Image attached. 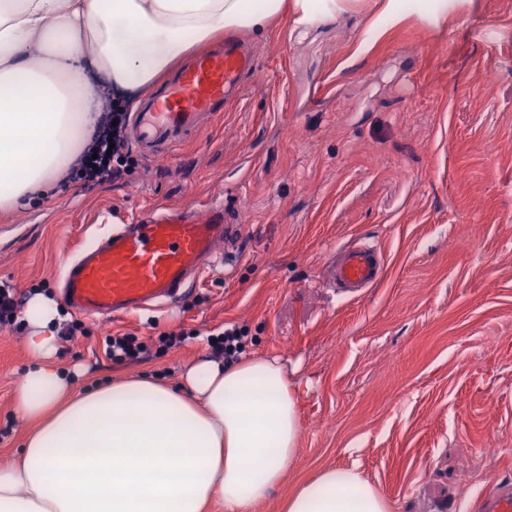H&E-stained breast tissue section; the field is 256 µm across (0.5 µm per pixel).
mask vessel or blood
<instances>
[{
	"label": "vessel or blood",
	"mask_w": 512,
	"mask_h": 512,
	"mask_svg": "<svg viewBox=\"0 0 512 512\" xmlns=\"http://www.w3.org/2000/svg\"><path fill=\"white\" fill-rule=\"evenodd\" d=\"M253 68V53L233 38L188 59L130 112L134 148L151 158L168 156L239 95L243 75ZM239 238L233 212L220 204L202 214L164 210L146 223L124 221L78 251L63 273V295L78 312L103 320L168 305L224 260ZM386 267L384 250L360 241L338 251L331 278L358 297L383 281ZM482 509L512 512V487L491 490Z\"/></svg>",
	"instance_id": "b4317fda"
}]
</instances>
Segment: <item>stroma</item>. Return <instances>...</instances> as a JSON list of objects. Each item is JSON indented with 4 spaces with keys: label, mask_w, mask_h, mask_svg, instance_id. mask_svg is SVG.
Returning a JSON list of instances; mask_svg holds the SVG:
<instances>
[{
    "label": "stroma",
    "mask_w": 512,
    "mask_h": 512,
    "mask_svg": "<svg viewBox=\"0 0 512 512\" xmlns=\"http://www.w3.org/2000/svg\"><path fill=\"white\" fill-rule=\"evenodd\" d=\"M378 9L362 0L305 31L284 18L241 34L255 71L174 156L0 211V285L22 305L62 302L64 265L121 219L220 200L238 211L232 254L176 306L83 316L55 362L82 384L176 386L208 335L242 327L246 354L308 386L298 456L256 512H280L289 486L327 466L356 468L393 512H473L488 485L512 483V0H450L447 22L412 14L364 45ZM360 238L387 272L352 298L330 286V265ZM180 330V346L141 362L102 352L109 332ZM28 332L0 328L1 455L26 432L13 396Z\"/></svg>",
    "instance_id": "35a3bbf8"
}]
</instances>
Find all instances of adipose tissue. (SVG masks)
<instances>
[{"mask_svg": "<svg viewBox=\"0 0 512 512\" xmlns=\"http://www.w3.org/2000/svg\"><path fill=\"white\" fill-rule=\"evenodd\" d=\"M356 0H0V210L51 196L100 119L90 84L150 87L171 63L224 32L258 35L292 15L299 27ZM57 306L31 298L20 313L36 355L15 392L27 427L0 465V512H253L298 454L306 411L277 358L231 365L199 357L181 390L124 377L76 388L53 360ZM282 512H392L354 468L297 482Z\"/></svg>", "mask_w": 512, "mask_h": 512, "instance_id": "ef3b65f1", "label": "adipose tissue"}]
</instances>
